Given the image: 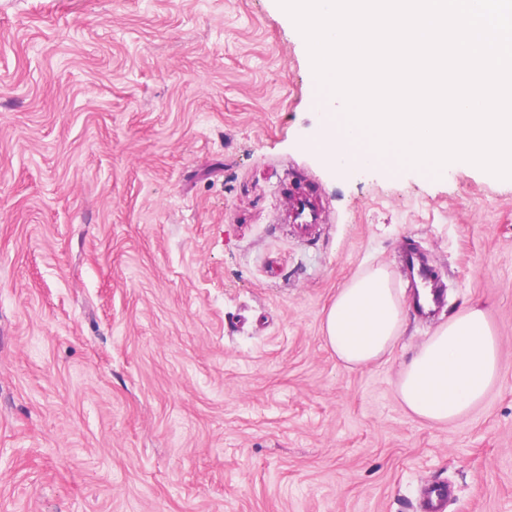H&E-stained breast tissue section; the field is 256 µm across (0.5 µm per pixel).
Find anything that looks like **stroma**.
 Here are the masks:
<instances>
[{
	"mask_svg": "<svg viewBox=\"0 0 512 512\" xmlns=\"http://www.w3.org/2000/svg\"><path fill=\"white\" fill-rule=\"evenodd\" d=\"M344 109L277 0H0V512H512V179L331 161ZM373 264L407 328L350 369L322 321ZM472 303L499 378L427 423L401 369Z\"/></svg>",
	"mask_w": 512,
	"mask_h": 512,
	"instance_id": "1",
	"label": "stroma"
}]
</instances>
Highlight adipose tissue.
Here are the masks:
<instances>
[{"label":"adipose tissue","instance_id":"1","mask_svg":"<svg viewBox=\"0 0 512 512\" xmlns=\"http://www.w3.org/2000/svg\"><path fill=\"white\" fill-rule=\"evenodd\" d=\"M405 326L402 298L389 270L372 266L352 277L325 313L323 340L349 368L389 353ZM500 338L477 304L440 324L414 353L398 382L405 408L432 424L454 421L479 405L499 375Z\"/></svg>","mask_w":512,"mask_h":512}]
</instances>
